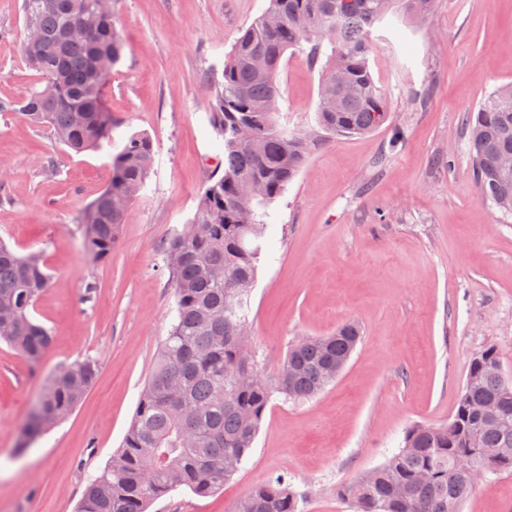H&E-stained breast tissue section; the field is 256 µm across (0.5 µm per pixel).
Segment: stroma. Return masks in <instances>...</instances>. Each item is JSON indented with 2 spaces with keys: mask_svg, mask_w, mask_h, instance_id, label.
I'll use <instances>...</instances> for the list:
<instances>
[{
  "mask_svg": "<svg viewBox=\"0 0 512 512\" xmlns=\"http://www.w3.org/2000/svg\"><path fill=\"white\" fill-rule=\"evenodd\" d=\"M266 6L112 0L125 50L104 88L111 145L77 155L47 126L0 112V241L41 253L50 282L33 315L52 335L36 369L0 343V512H76L90 476L120 447L173 319L164 244L224 163L205 118L207 85ZM25 25L23 0H0V102L39 81L22 61ZM370 44L388 119L313 150L271 205L249 317L268 376L301 337L350 321L361 340L316 398L273 402L222 490L199 498L180 488L151 512H233L277 476L301 493L302 512H352L338 488L398 451L411 425L447 422L480 352L497 349L512 379V217L480 200L463 126L512 82V0H438L421 25L387 16ZM279 79L289 130L305 128L317 109V69L289 53ZM134 133L151 138L153 167L111 256L95 263L80 216ZM87 357L99 370L81 405L18 452L47 377ZM462 512H512V474L484 479Z\"/></svg>",
  "mask_w": 512,
  "mask_h": 512,
  "instance_id": "35a3bbf8",
  "label": "stroma"
}]
</instances>
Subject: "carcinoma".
Returning a JSON list of instances; mask_svg holds the SVG:
<instances>
[{
  "label": "carcinoma",
  "mask_w": 512,
  "mask_h": 512,
  "mask_svg": "<svg viewBox=\"0 0 512 512\" xmlns=\"http://www.w3.org/2000/svg\"><path fill=\"white\" fill-rule=\"evenodd\" d=\"M97 0H24L26 64L41 82L24 98L0 104L46 125L70 151L112 144V111L102 89L120 61L123 40L112 14ZM267 0L263 14L235 41L222 70L209 81L208 122L224 147V170L213 171L198 195L193 220L171 235L163 256L175 316L141 393L121 448L86 485L77 512H148L178 488L208 497L223 488L253 448L273 398H315L337 377L361 339L349 322L328 336L289 346L271 378L258 371L238 340L250 326L251 290L266 252L267 208L300 173L321 142L379 127L388 100L370 65L371 29L390 12L410 19L432 14L436 0ZM86 32L67 37L70 27ZM319 67L315 124L288 132L277 112L279 73L288 51ZM268 57L271 71L254 67ZM350 92L336 101V84ZM465 133L482 201L512 216V83L494 90L465 118ZM153 145L133 134L112 156V180L85 209L82 245L94 262L119 240L130 202L144 190ZM259 185L244 199L240 186ZM49 274L37 252L21 255L0 242V342L40 365L51 344L33 307ZM91 358L61 365L44 385L26 420L21 452L76 409L93 385ZM478 458L487 474L512 472V380L488 348L476 356L454 411L442 424L410 427L403 446L382 466L340 491L353 512H461L477 487L467 465ZM300 495L276 477L256 485L234 512H298Z\"/></svg>",
  "instance_id": "cac0c4a2"
}]
</instances>
